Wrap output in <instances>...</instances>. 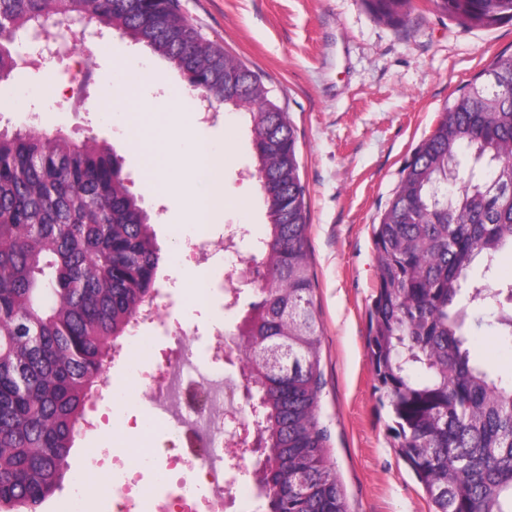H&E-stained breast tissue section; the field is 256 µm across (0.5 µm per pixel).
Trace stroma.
<instances>
[{"mask_svg":"<svg viewBox=\"0 0 512 512\" xmlns=\"http://www.w3.org/2000/svg\"><path fill=\"white\" fill-rule=\"evenodd\" d=\"M183 15L209 40L257 72L268 95L291 119L297 140L300 176L309 209V250L315 276L314 305L323 336L320 348L323 389L321 417L330 430L329 460L345 492L349 512H430L428 498L392 446L389 419L381 409L366 351L367 307L374 292L372 226L378 223L416 146L460 89L498 55L512 54V20L489 28L465 29L429 0H412L400 24L379 20L365 0H179ZM68 58L28 71L25 81L0 82V130L36 128L83 140L94 131L123 159L142 199L166 259L159 270L163 315L190 320L199 335L186 347L205 356L207 333H233L256 296L243 286L236 307L225 309L221 296L199 304L193 288L179 278L198 268L191 249L198 231L177 223L174 198L152 190L146 178L144 148L131 147L135 122L113 111L112 100L145 99L173 103L184 82L181 72L128 38L108 43L83 32L65 30ZM154 71L141 80L143 66ZM217 121L197 123L199 141L232 143L224 156V189L239 197L224 221L210 225L213 235L225 226L250 225L261 234L266 210L252 166L250 122L245 114L219 107ZM496 312L471 341L472 354L488 360L495 374L512 377V344L500 342ZM132 345V360L109 365L107 375L123 377L134 395L143 378L156 373L173 348L153 329L142 328ZM122 438L138 455L150 456L152 437L140 430L123 435L106 424L91 433L76 432L63 486L43 512H67L76 480L93 468L95 453Z\"/></svg>","mask_w":512,"mask_h":512,"instance_id":"obj_1","label":"stroma"}]
</instances>
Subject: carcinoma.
<instances>
[{"mask_svg":"<svg viewBox=\"0 0 512 512\" xmlns=\"http://www.w3.org/2000/svg\"><path fill=\"white\" fill-rule=\"evenodd\" d=\"M399 22L407 0H367ZM464 28L512 19V0H433ZM90 18L173 64L186 89L250 116L267 224L258 240L264 283L237 326L248 402L264 461L253 471L266 512H349L327 457L320 416L321 328L313 303L309 210L295 132L259 76L207 39L178 0H0V77L18 68L29 29ZM471 82L402 169L373 225L375 291L367 352L397 455L433 512H512V381L471 356L479 311L497 309L512 342V281L472 283L512 252V55ZM468 153L463 167L460 156ZM121 163L93 132L0 131V512H42L69 469L119 339L158 294L165 261ZM282 349L280 367L264 351Z\"/></svg>","mask_w":512,"mask_h":512,"instance_id":"obj_1","label":"carcinoma"}]
</instances>
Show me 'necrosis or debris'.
<instances>
[{"mask_svg":"<svg viewBox=\"0 0 512 512\" xmlns=\"http://www.w3.org/2000/svg\"><path fill=\"white\" fill-rule=\"evenodd\" d=\"M148 400L162 413L158 429L182 436L187 450L166 449L168 486L147 499L140 476L111 485L112 512H241L235 474L247 460L224 438V417L239 409L232 386L217 381L207 362L179 348L144 382Z\"/></svg>","mask_w":512,"mask_h":512,"instance_id":"4bbe7bcc","label":"necrosis or debris"}]
</instances>
